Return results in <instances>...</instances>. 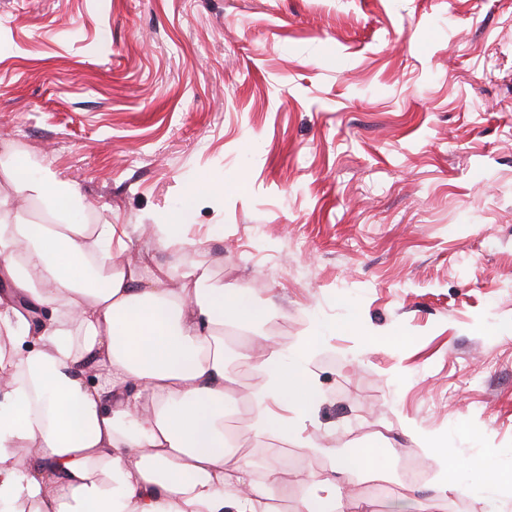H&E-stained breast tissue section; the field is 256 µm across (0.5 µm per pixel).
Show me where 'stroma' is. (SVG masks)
Segmentation results:
<instances>
[{"mask_svg": "<svg viewBox=\"0 0 512 512\" xmlns=\"http://www.w3.org/2000/svg\"><path fill=\"white\" fill-rule=\"evenodd\" d=\"M8 157L131 259L264 286L283 345L325 328L322 452L238 450L289 501L330 448L373 459L343 512H406L410 464L480 512L471 461L512 472V0H0ZM171 221L190 249L141 230Z\"/></svg>", "mask_w": 512, "mask_h": 512, "instance_id": "obj_1", "label": "stroma"}]
</instances>
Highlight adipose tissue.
Listing matches in <instances>:
<instances>
[{
  "mask_svg": "<svg viewBox=\"0 0 512 512\" xmlns=\"http://www.w3.org/2000/svg\"><path fill=\"white\" fill-rule=\"evenodd\" d=\"M49 222H17V202ZM74 194L0 164V512H277L276 470L237 459L241 434L304 442L319 404L312 325L282 349L252 288L127 260L114 225L74 214ZM240 434L224 421L243 372ZM330 476L295 512H335L336 480L369 455L328 449Z\"/></svg>",
  "mask_w": 512,
  "mask_h": 512,
  "instance_id": "ef3b65f1",
  "label": "adipose tissue"
}]
</instances>
